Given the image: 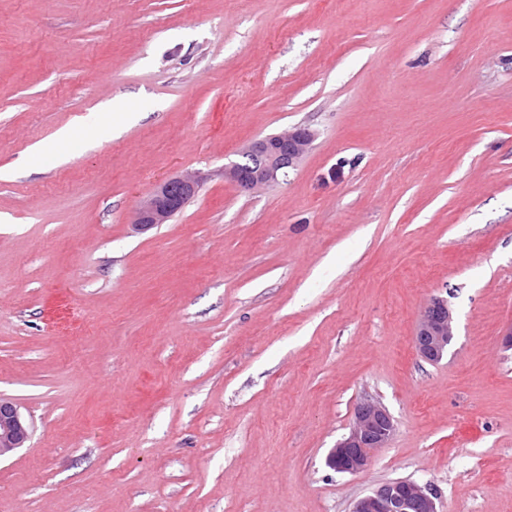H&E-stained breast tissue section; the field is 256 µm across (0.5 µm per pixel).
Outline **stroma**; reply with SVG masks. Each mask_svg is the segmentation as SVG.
Instances as JSON below:
<instances>
[{"instance_id":"obj_1","label":"stroma","mask_w":512,"mask_h":512,"mask_svg":"<svg viewBox=\"0 0 512 512\" xmlns=\"http://www.w3.org/2000/svg\"><path fill=\"white\" fill-rule=\"evenodd\" d=\"M297 125L287 178L225 181ZM511 332L512 0H0V397L30 426L0 512H351L396 479L512 512ZM365 398L394 436L338 473ZM198 175H182L158 185L139 205L133 225L146 228L166 223L200 188ZM453 326L447 301L433 298L417 325L414 345L422 358L436 362L448 352L453 339Z\"/></svg>"}]
</instances>
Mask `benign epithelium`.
Returning <instances> with one entry per match:
<instances>
[{"label": "benign epithelium", "mask_w": 512, "mask_h": 512, "mask_svg": "<svg viewBox=\"0 0 512 512\" xmlns=\"http://www.w3.org/2000/svg\"><path fill=\"white\" fill-rule=\"evenodd\" d=\"M315 134L296 126L249 143L241 152L243 161L224 168V179L249 191L268 186L295 167L309 151ZM197 175H182L158 185L139 205L133 225L140 228L166 223L200 188ZM453 326L447 301L432 299L417 325L414 345L422 358L436 362L448 352ZM395 432L386 408L371 399L361 400L350 433L329 452L326 464L338 473L358 474L371 462L372 451L384 448ZM29 426L18 406L0 397V458L24 444ZM351 512H441L438 493L429 485L409 479L386 482L359 498Z\"/></svg>", "instance_id": "1"}]
</instances>
